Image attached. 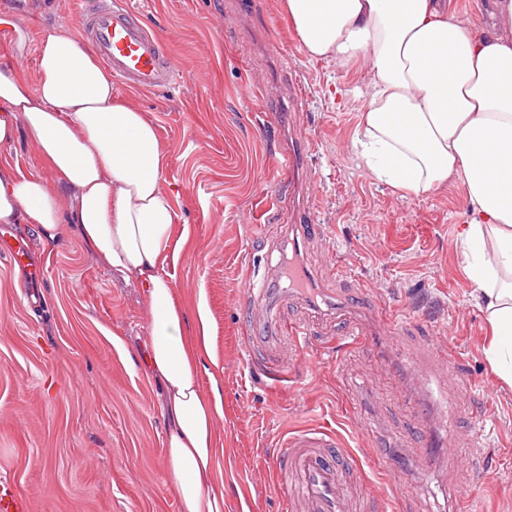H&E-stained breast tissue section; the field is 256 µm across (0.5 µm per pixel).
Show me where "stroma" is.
I'll return each instance as SVG.
<instances>
[{
    "mask_svg": "<svg viewBox=\"0 0 512 512\" xmlns=\"http://www.w3.org/2000/svg\"><path fill=\"white\" fill-rule=\"evenodd\" d=\"M86 2L0 0V65L34 75L43 32L77 29ZM128 2L176 70L157 91L116 79L112 92L148 112L167 153L165 186L188 231L167 271L188 311L207 309L198 380L222 384L214 468L228 512H291L276 458L290 432L316 426L348 444L370 512H463L456 492L475 482L480 512H512V386L487 359L464 272L462 187L412 195L367 175L353 148L364 101L350 93L365 73L309 58L282 0ZM245 84L261 96L241 95ZM302 139L314 149L280 184L276 165ZM298 222L323 232L294 243ZM0 236L24 248L21 264L0 257V479L32 512H180L161 387L140 347L142 290L96 264L73 229L52 247L33 224H0ZM292 247L321 306L281 281ZM251 286L262 293L247 324ZM282 321L306 329L304 346L275 338ZM351 326L369 347H337ZM270 364L287 366V380L272 381ZM457 373L473 391L448 410L442 390ZM420 423L432 436L424 465ZM381 459L404 483L397 495L383 490Z\"/></svg>",
    "mask_w": 512,
    "mask_h": 512,
    "instance_id": "obj_1",
    "label": "stroma"
}]
</instances>
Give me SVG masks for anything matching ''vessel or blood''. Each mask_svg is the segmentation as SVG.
Instances as JSON below:
<instances>
[{
  "label": "vessel or blood",
  "instance_id": "vessel-or-blood-1",
  "mask_svg": "<svg viewBox=\"0 0 512 512\" xmlns=\"http://www.w3.org/2000/svg\"><path fill=\"white\" fill-rule=\"evenodd\" d=\"M82 34L89 38L101 63L123 83L152 91L169 84L173 63L159 37L140 21L126 0H103L82 16ZM336 442L319 429L289 438L277 471L290 476V492L307 512H351L343 487L346 467L331 455ZM0 512H31L29 500L15 485L0 480Z\"/></svg>",
  "mask_w": 512,
  "mask_h": 512
}]
</instances>
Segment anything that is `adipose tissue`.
Returning a JSON list of instances; mask_svg holds the SVG:
<instances>
[{
  "label": "adipose tissue",
  "instance_id": "adipose-tissue-1",
  "mask_svg": "<svg viewBox=\"0 0 512 512\" xmlns=\"http://www.w3.org/2000/svg\"><path fill=\"white\" fill-rule=\"evenodd\" d=\"M308 57L361 61L366 104L354 146L369 174L413 194L464 189L465 272L492 329L487 354L512 380V0L491 28L449 15L440 0H283ZM25 135L52 174L0 166V223L36 224L45 244L72 226L92 256L142 288L147 363L168 416L167 477L181 512H225L214 477L221 388L203 391L205 308L189 318L166 268L176 262L174 196L155 124L112 93V77L69 29L46 30L35 75L0 69V150Z\"/></svg>",
  "mask_w": 512,
  "mask_h": 512
}]
</instances>
